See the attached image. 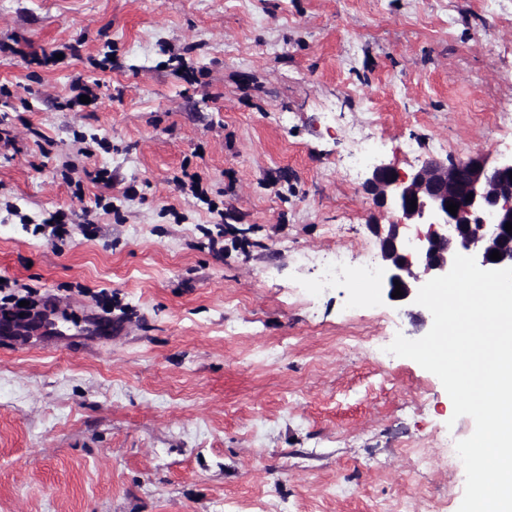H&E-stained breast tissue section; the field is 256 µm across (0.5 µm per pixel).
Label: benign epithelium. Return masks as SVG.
<instances>
[{"instance_id": "1", "label": "benign epithelium", "mask_w": 512, "mask_h": 512, "mask_svg": "<svg viewBox=\"0 0 512 512\" xmlns=\"http://www.w3.org/2000/svg\"><path fill=\"white\" fill-rule=\"evenodd\" d=\"M364 190L374 207L398 215L393 224L371 225L379 248L377 288L387 298L396 280L403 292L398 301L415 298L424 283L450 271L457 254L475 257L485 270L512 267V235L505 230L512 223V155L478 153L449 163L431 157L403 174L377 161ZM451 203L459 205L454 215ZM407 224H428L431 231L412 240L402 231ZM495 250L499 261L490 259Z\"/></svg>"}]
</instances>
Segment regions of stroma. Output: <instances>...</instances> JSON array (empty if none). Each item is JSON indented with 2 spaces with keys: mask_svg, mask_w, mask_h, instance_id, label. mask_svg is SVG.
Listing matches in <instances>:
<instances>
[{
  "mask_svg": "<svg viewBox=\"0 0 512 512\" xmlns=\"http://www.w3.org/2000/svg\"><path fill=\"white\" fill-rule=\"evenodd\" d=\"M0 43V298L45 311L0 334V512H457L474 421L386 351L420 305L322 287L319 262L358 270L394 220L356 138L406 173L512 152V21L486 0H0ZM78 74L100 85L80 112Z\"/></svg>",
  "mask_w": 512,
  "mask_h": 512,
  "instance_id": "stroma-1",
  "label": "stroma"
}]
</instances>
